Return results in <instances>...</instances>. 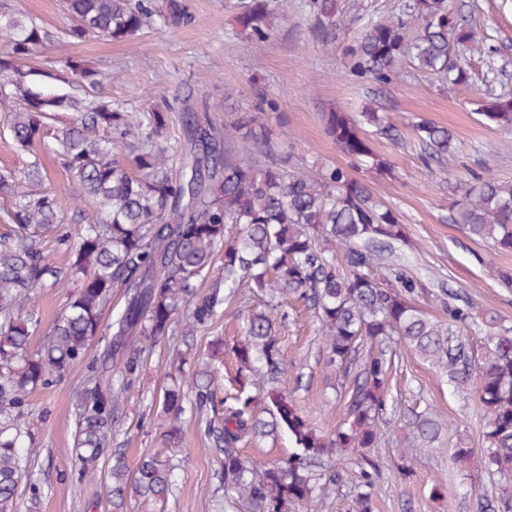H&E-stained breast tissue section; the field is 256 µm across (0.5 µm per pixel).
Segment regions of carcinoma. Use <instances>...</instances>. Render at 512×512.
Returning <instances> with one entry per match:
<instances>
[{"mask_svg": "<svg viewBox=\"0 0 512 512\" xmlns=\"http://www.w3.org/2000/svg\"><path fill=\"white\" fill-rule=\"evenodd\" d=\"M63 0L71 24L54 33L33 21L8 17L10 51L0 55V104L13 106L8 127L23 150L54 140L61 164L97 206L99 218L68 248L62 270L35 232L66 236L62 226L80 217L79 202L67 213L58 195L39 188L37 163L18 174L0 171V195L12 200L11 224L0 234V512H20L19 481L29 468L21 451L31 416L29 395L51 386L75 365L84 379L73 404L74 474L80 488L107 483L112 508L127 500L148 509L163 504L174 485L182 452L183 416L193 418L221 458L224 489L253 512H320L326 492L344 482L341 460L356 456L361 481L350 487L351 512H372L371 455L388 412L389 370L402 352L439 368L462 392L475 389L483 407L488 446L485 469L512 478V336H486L482 356L455 330L468 309L448 304V323L433 320L412 304L421 283L389 262L405 239L398 214L348 170L328 166L317 176L288 168L278 153L260 98L237 118L219 124L207 102L189 105L183 138L165 141L167 116L150 114L137 143L128 142L129 115L96 94L110 73L85 67L70 54L60 62L72 75V92L47 96L28 80L25 63L45 43H76L97 35L131 41L156 26L175 31L190 21L182 0ZM272 0H249L237 18L250 43L273 31ZM336 0H314L315 27L336 28ZM419 29L415 39L406 27ZM479 49L474 31L452 0H406L403 15L370 24L349 45L346 58L359 78L389 84L407 58L442 83L468 82L467 56ZM72 114L55 128L54 112ZM479 111L492 124L512 126V96L491 85ZM326 132L351 160L391 173L369 134L400 137L386 113L371 106L354 118L324 115ZM426 158L455 150L447 128L425 121L415 126ZM131 151L138 170L122 160ZM454 219L468 233L500 251H512V182L475 178L453 188ZM50 285L67 289V303L44 343L33 346L26 312L31 291ZM262 297L244 308L242 336L218 340L207 359L190 369L165 372L160 424L165 450L130 465L112 450L120 432L125 396L135 386L150 348L180 334L209 327L217 309L239 289ZM123 305L107 329L106 307ZM297 299L319 322V352L344 393L345 419L331 435L317 432L288 396V376L277 325ZM100 353H90L98 336ZM237 368L233 392L216 400L224 357ZM415 438L438 440L448 423L428 411L413 414ZM288 434L293 451L277 463L245 456L240 448Z\"/></svg>", "mask_w": 512, "mask_h": 512, "instance_id": "obj_1", "label": "carcinoma"}]
</instances>
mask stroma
<instances>
[{"label":"stroma","instance_id":"obj_1","mask_svg":"<svg viewBox=\"0 0 512 512\" xmlns=\"http://www.w3.org/2000/svg\"><path fill=\"white\" fill-rule=\"evenodd\" d=\"M184 2L191 20L178 31L148 29L130 43L89 38L70 45L68 51L92 69L121 71L120 80L104 81L100 95L124 103L137 117L167 113V137L172 141L182 133L185 104L207 101L211 114L227 121L246 111L257 97H265L275 107L269 123L278 152L288 154L294 170L308 175L328 165L346 168L351 163L327 135L325 113L352 112L366 104L390 113L401 130V142L375 136L371 146L390 160L392 177L381 178L363 167L355 175L398 212L404 224L407 241L399 245L397 254L427 286L416 306L443 321L447 318L443 302L453 295L473 313H495L498 331H512V288L501 281L502 274L512 275V252L495 251L470 237L454 223L448 208L458 181L483 177L512 182V128L486 123L478 113L487 83L484 60L472 57L469 82L446 89L405 59L393 82L379 93L351 73L344 50L368 24L399 14L405 0H337L341 24L325 35L312 26L311 0H277L279 17L272 35L258 46L236 34V18L246 0ZM453 5L478 35L497 47L500 63L512 73V0H453ZM1 12L53 32L70 24L61 0H0ZM57 56V46L46 44L29 60L34 85L52 95L70 90L68 75L54 65ZM7 115V108L0 106V168L22 170L31 158H38L44 187L71 204L81 193L79 185L54 154L42 149L34 155L19 151L4 131ZM423 119L447 127L459 146L458 154L424 161L413 130ZM65 300V292L56 288L32 291L27 308L35 317L34 343L49 334ZM316 328V319L299 304L290 310L280 336L288 392L313 425L328 433L342 420L343 403L319 356ZM175 356L168 343L153 348L124 402L120 427L128 440L124 447L128 461L163 448L152 401L161 395L163 369ZM82 377V366H75L52 387L30 396L34 466L28 480L40 487L41 495L35 500L22 497L21 512H112L106 502L88 508L85 497L75 491L72 409ZM390 388L398 404L388 414L375 450L381 474L375 479L374 512H479L480 498L498 505L512 500V480L489 477L483 467V411L475 394L457 393L413 353L393 372ZM428 407L447 417L449 428L434 451L414 452L408 474H399L397 451L411 440L406 420L411 412ZM181 428L184 460L165 512H213L214 500L224 496L222 463L195 422L183 421ZM460 440L475 454L469 465L458 469L450 456Z\"/></svg>","mask_w":512,"mask_h":512}]
</instances>
